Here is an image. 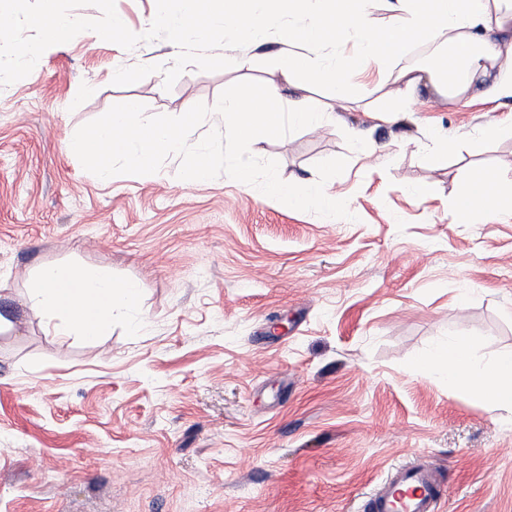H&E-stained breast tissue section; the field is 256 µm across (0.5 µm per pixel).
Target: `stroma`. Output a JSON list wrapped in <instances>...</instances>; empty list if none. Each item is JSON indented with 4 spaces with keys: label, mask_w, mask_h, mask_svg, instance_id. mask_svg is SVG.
<instances>
[{
    "label": "stroma",
    "mask_w": 512,
    "mask_h": 512,
    "mask_svg": "<svg viewBox=\"0 0 512 512\" xmlns=\"http://www.w3.org/2000/svg\"><path fill=\"white\" fill-rule=\"evenodd\" d=\"M79 36L0 89V512H362L396 466L437 471L439 512H512V409L450 384L424 358L469 340L477 368L512 352V209L458 223L464 144L430 164L435 134L512 122V98L445 101L387 121L398 92L369 70L336 106L326 86L291 99L335 109L284 125L250 152L283 181L331 183L352 219L288 207L227 176L83 169L68 136L135 99L147 115L214 105L241 80L281 81L276 44L234 45L224 26L189 49L179 81L158 16L168 0H60ZM127 20L111 37L107 15ZM126 70L125 80L112 78ZM423 185L416 198L409 187ZM105 271L139 290L87 338L25 307L40 266Z\"/></svg>",
    "instance_id": "obj_1"
}]
</instances>
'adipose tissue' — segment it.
Wrapping results in <instances>:
<instances>
[{"mask_svg":"<svg viewBox=\"0 0 512 512\" xmlns=\"http://www.w3.org/2000/svg\"><path fill=\"white\" fill-rule=\"evenodd\" d=\"M27 0H5L0 5V38L12 34V17L24 13L37 41L15 46L18 67L32 74L50 46L73 41L80 22L61 14L58 0H39L37 10ZM169 11L160 17L172 59L167 82L182 75L184 49L204 42L212 25L227 22L233 41L274 42L280 45L278 70L282 84L264 86L247 96L225 98L212 117L224 125L225 134L253 140L280 131L284 122L322 127L328 109L298 100L282 112L284 87L298 80L331 86L337 101H349L355 86L351 72L372 67L395 77L400 88L386 110L396 114L417 108L421 86L429 84L444 98L459 101L471 92L492 100L512 98V0H393L392 15L376 16L374 0H170ZM447 35L448 47L417 67L402 60L411 43L434 42ZM352 41L356 48L344 61L330 59L329 46ZM512 206L502 177L494 170H467L453 199L458 222ZM138 290L116 285L105 274H81L59 265L39 269L28 294L29 307L51 318H62L80 335H102L112 319L115 303L135 306ZM456 387L469 390L485 401L512 404V354L498 357L488 368L475 371L471 347L458 339L437 356Z\"/></svg>","mask_w":512,"mask_h":512,"instance_id":"1","label":"adipose tissue"}]
</instances>
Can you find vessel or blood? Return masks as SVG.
<instances>
[{
	"instance_id": "vessel-or-blood-1",
	"label": "vessel or blood",
	"mask_w": 512,
	"mask_h": 512,
	"mask_svg": "<svg viewBox=\"0 0 512 512\" xmlns=\"http://www.w3.org/2000/svg\"><path fill=\"white\" fill-rule=\"evenodd\" d=\"M441 488L431 465L417 461L393 469L367 499V512H437Z\"/></svg>"
}]
</instances>
